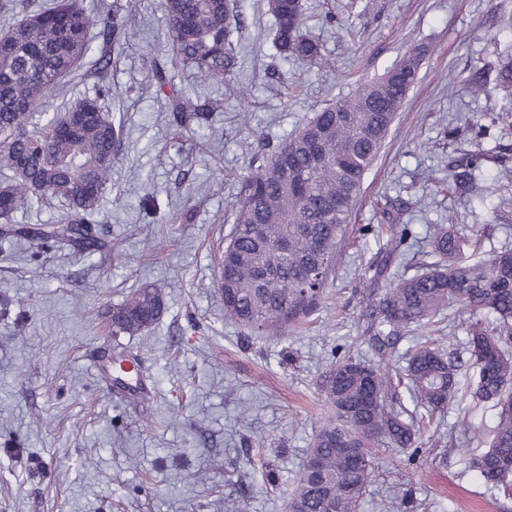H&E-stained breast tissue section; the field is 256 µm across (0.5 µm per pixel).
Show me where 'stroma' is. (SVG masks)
Listing matches in <instances>:
<instances>
[{
	"label": "stroma",
	"mask_w": 512,
	"mask_h": 512,
	"mask_svg": "<svg viewBox=\"0 0 512 512\" xmlns=\"http://www.w3.org/2000/svg\"><path fill=\"white\" fill-rule=\"evenodd\" d=\"M87 9H137V25L72 95L113 89L105 105L123 127L95 234L101 251L0 239V512H288L316 426L329 407L319 389L332 361L367 356L368 298L431 264L432 225L452 223L484 252L512 250V118L501 93L473 94L472 73L512 51L496 18L512 0H305V34L328 68L284 59L265 0H238L231 33L236 73L221 83L173 73L176 88L214 109L177 128L166 94L143 96L173 43L161 0H83ZM335 14L336 25L323 24ZM418 55L415 83L364 177L322 295L278 341L224 317L216 259L234 228L242 182L329 101ZM487 128L472 143L468 124ZM485 159L472 198L453 194L449 170L471 150ZM401 251L387 243L402 228ZM165 292L159 320L137 336L105 318L130 290ZM141 358L154 421L127 401L114 361ZM416 458L382 448L358 512H512V497L466 463L469 427L489 430L496 410L464 398L427 415ZM200 472L202 482L184 475Z\"/></svg>",
	"instance_id": "obj_1"
}]
</instances>
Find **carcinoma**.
<instances>
[{"mask_svg": "<svg viewBox=\"0 0 512 512\" xmlns=\"http://www.w3.org/2000/svg\"><path fill=\"white\" fill-rule=\"evenodd\" d=\"M162 7L173 33L172 67L216 82L234 74L238 61L229 33L238 20L236 4L162 0ZM266 9L275 19L274 42L281 55L325 63L318 43L301 31L303 0H266ZM132 23L130 10L105 18L87 11L80 0H50L0 32V235L76 249L98 245L92 224L112 180L122 132L102 106L111 87L105 84L93 96L73 99L54 114L42 103L83 76L93 29L116 41ZM417 70L418 60L408 56L328 104L247 178L230 241L218 259L222 263L229 253L235 255L229 276L217 281L226 318L279 339L316 303L364 175L395 119L396 113L383 105L406 96L404 80ZM493 72L495 87L512 100V55ZM168 83V70L157 67L143 90L160 92ZM207 111V105L183 95L172 97L177 127ZM483 160L481 153L464 154L451 173L455 192L470 191L473 171ZM44 196L62 203L55 223H14L18 212ZM285 240L286 255L280 251ZM431 247L436 262L397 277L373 302L363 342L378 363L347 356L324 375L322 392L333 416L317 427L308 455L317 457L318 468L313 473L301 469L290 512H358L375 470V445L417 451L414 417L397 405L400 386L431 413L459 400L460 365L447 352L429 341L398 352L404 331L438 321L450 303L473 315L486 311L497 322L492 332L478 319L466 327V350L476 368L471 396L496 409L489 433L475 436L487 448L470 458L469 468L512 496V250L471 260L443 224L436 225ZM163 309L160 290L136 289L112 308V334L140 333ZM397 356L405 366L396 378L390 361ZM340 437L354 441L361 452L355 457L343 453L337 447Z\"/></svg>", "mask_w": 512, "mask_h": 512, "instance_id": "1", "label": "carcinoma"}]
</instances>
